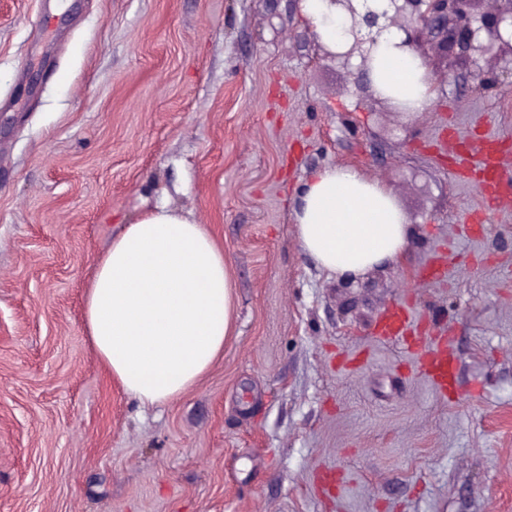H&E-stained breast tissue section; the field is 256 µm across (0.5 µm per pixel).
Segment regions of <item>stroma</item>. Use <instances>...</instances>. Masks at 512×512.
I'll use <instances>...</instances> for the list:
<instances>
[{
	"instance_id": "stroma-1",
	"label": "stroma",
	"mask_w": 512,
	"mask_h": 512,
	"mask_svg": "<svg viewBox=\"0 0 512 512\" xmlns=\"http://www.w3.org/2000/svg\"><path fill=\"white\" fill-rule=\"evenodd\" d=\"M456 76L393 113L316 60L296 0H0V512H512V207L431 149L512 130V93ZM335 164L414 230L351 284L292 213ZM161 203L223 247L234 323L145 411L82 314L96 257ZM443 254V281H417ZM400 299L451 349L448 394L374 335Z\"/></svg>"
}]
</instances>
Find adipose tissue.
<instances>
[{
	"label": "adipose tissue",
	"mask_w": 512,
	"mask_h": 512,
	"mask_svg": "<svg viewBox=\"0 0 512 512\" xmlns=\"http://www.w3.org/2000/svg\"><path fill=\"white\" fill-rule=\"evenodd\" d=\"M300 10L321 40L344 38L327 0ZM370 78L402 111H428L436 94L421 60L383 36ZM299 243L330 276L358 277L399 260L412 230L392 189L355 168L318 169L293 203ZM231 282L206 225L164 206L123 227L96 258L83 323L99 359L141 406L168 403L224 353L231 334Z\"/></svg>",
	"instance_id": "1"
}]
</instances>
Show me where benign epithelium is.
Listing matches in <instances>:
<instances>
[{"mask_svg": "<svg viewBox=\"0 0 512 512\" xmlns=\"http://www.w3.org/2000/svg\"><path fill=\"white\" fill-rule=\"evenodd\" d=\"M336 7L349 38L336 49L315 43L317 56L346 66L359 60L370 74L372 53L380 38L396 29L400 46L431 66L430 54L446 68L429 71L432 90L440 94L465 64L485 93L512 86V0H328Z\"/></svg>", "mask_w": 512, "mask_h": 512, "instance_id": "7a95c632", "label": "benign epithelium"}]
</instances>
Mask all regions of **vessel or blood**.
I'll return each instance as SVG.
<instances>
[{
  "label": "vessel or blood",
  "mask_w": 512,
  "mask_h": 512,
  "mask_svg": "<svg viewBox=\"0 0 512 512\" xmlns=\"http://www.w3.org/2000/svg\"><path fill=\"white\" fill-rule=\"evenodd\" d=\"M510 141L512 133L505 131L498 136L484 138L477 161H470L464 155L454 159L459 175L481 186L485 203L495 202L501 191L512 188V167L507 166L503 157V145ZM416 331L404 304L400 302L384 310L376 324L378 337L403 347ZM420 370L439 391H446L454 376V360L447 347L436 345L422 349Z\"/></svg>",
  "instance_id": "obj_1"
}]
</instances>
